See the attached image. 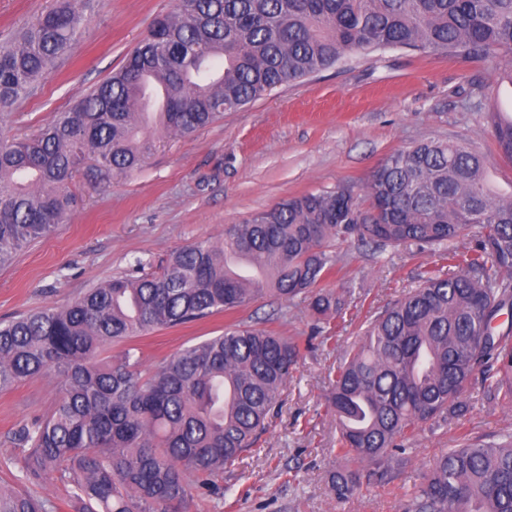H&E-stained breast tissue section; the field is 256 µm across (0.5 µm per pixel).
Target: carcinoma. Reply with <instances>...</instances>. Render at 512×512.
Here are the masks:
<instances>
[{
	"label": "carcinoma",
	"instance_id": "1",
	"mask_svg": "<svg viewBox=\"0 0 512 512\" xmlns=\"http://www.w3.org/2000/svg\"><path fill=\"white\" fill-rule=\"evenodd\" d=\"M80 0H56L0 47V111L12 108L81 32ZM407 48L491 61L512 84V0H179L122 67L37 134L0 143V269L65 222L68 182L87 157L93 178L128 175L154 135L187 137L283 84L335 67L354 50ZM512 159V120L489 115ZM476 240L371 319L328 373L336 472L347 499L362 472L389 481L398 442L419 424L462 413L476 374L512 408V193L490 184L475 152L427 141L387 157L360 189L283 200L217 243L175 251L162 271L114 276L71 306L0 320V391L62 376L48 415L21 428L23 478L55 475L74 512H190L187 476L202 487L267 430L300 343L242 323L183 347L142 373L134 344L242 307L263 293L308 302L317 329L343 297L324 289L334 246L377 250ZM125 344L109 359L101 352ZM0 486V512H54ZM407 512H512V436L450 448L408 499Z\"/></svg>",
	"mask_w": 512,
	"mask_h": 512
}]
</instances>
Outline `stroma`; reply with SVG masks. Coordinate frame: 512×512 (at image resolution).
<instances>
[{
	"mask_svg": "<svg viewBox=\"0 0 512 512\" xmlns=\"http://www.w3.org/2000/svg\"><path fill=\"white\" fill-rule=\"evenodd\" d=\"M178 0H94L81 35L56 67L0 119V140L19 141L119 69L156 17ZM512 117V85L496 82L476 59L417 54L402 48L355 51L337 67L285 84L184 138L158 136L133 174L93 179L81 167L69 184L74 203L64 224L19 251L0 269V318L63 308L112 277L158 271L170 254L218 241L224 227L281 200L349 183L362 187L389 155L415 144L452 142L483 155L495 187H512V160L498 149L486 115ZM445 250L401 246L383 253L348 241L336 247L331 289L353 282L338 342L312 332L306 303L263 295L235 311L152 331L139 338L151 369L182 347L246 322L309 342L257 446L217 476L222 492L194 496L191 512H405L423 474L461 438L512 432V410L473 386L468 410L444 423L420 424L407 441L405 465L392 482L364 481L337 499L331 477L336 423L326 375L362 334L366 319L419 286L428 272H447ZM59 378L47 372L0 392V482L17 486L20 448L13 434L54 405Z\"/></svg>",
	"mask_w": 512,
	"mask_h": 512,
	"instance_id": "35a3bbf8",
	"label": "stroma"
}]
</instances>
